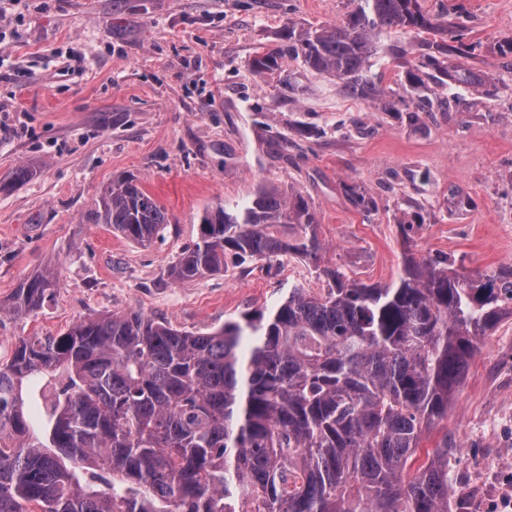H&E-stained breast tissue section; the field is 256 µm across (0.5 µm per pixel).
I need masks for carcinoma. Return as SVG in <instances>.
<instances>
[{
    "instance_id": "carcinoma-1",
    "label": "carcinoma",
    "mask_w": 512,
    "mask_h": 512,
    "mask_svg": "<svg viewBox=\"0 0 512 512\" xmlns=\"http://www.w3.org/2000/svg\"><path fill=\"white\" fill-rule=\"evenodd\" d=\"M467 22L422 0H358L335 24L286 25L249 67L299 59L384 112H451L460 90L490 91L469 64L479 46H459ZM390 30L435 35L397 89L371 73ZM427 80L448 97L414 93ZM94 223L145 247L176 231L133 174L102 188ZM317 225L300 193L261 182L204 209L169 276L219 273L229 256L317 265ZM321 274V292L293 288L207 332L131 311L20 339L0 362V512H448V430L419 465L418 452L479 341L512 317V263L474 277L408 253L383 286L340 264ZM58 287L50 271L26 278L10 312L42 309Z\"/></svg>"
}]
</instances>
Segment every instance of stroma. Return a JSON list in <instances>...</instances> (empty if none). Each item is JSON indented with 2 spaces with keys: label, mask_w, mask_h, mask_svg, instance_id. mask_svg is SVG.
Segmentation results:
<instances>
[{
  "label": "stroma",
  "mask_w": 512,
  "mask_h": 512,
  "mask_svg": "<svg viewBox=\"0 0 512 512\" xmlns=\"http://www.w3.org/2000/svg\"><path fill=\"white\" fill-rule=\"evenodd\" d=\"M357 0H0V359L19 339L55 336L80 318L138 310L189 331L268 310L324 277L289 257L175 281L168 268L195 240L206 206L244 202L256 184L301 192L318 219L323 264L385 284L405 250L445 255L469 274L512 262V0L458 3L467 42L498 93L463 92L456 111L418 120L348 95L297 59L253 73L288 23L339 22ZM297 88L288 91L285 79ZM31 176L12 180L16 165ZM136 175L178 235L141 247L92 214L113 176ZM367 191L359 209L350 188ZM470 195L458 210L450 188ZM424 224L399 230L398 217ZM59 281L17 318L27 277ZM450 512H483L497 467L512 466V319L485 338L448 407Z\"/></svg>",
  "instance_id": "35a3bbf8"
}]
</instances>
